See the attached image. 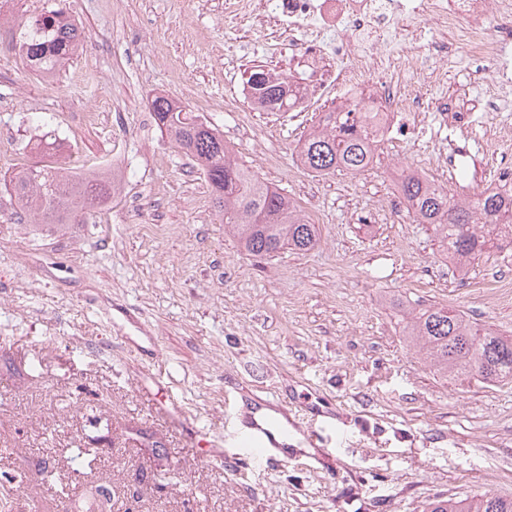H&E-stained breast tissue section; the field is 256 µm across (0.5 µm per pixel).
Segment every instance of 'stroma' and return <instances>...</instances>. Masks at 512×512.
<instances>
[{"label":"stroma","instance_id":"obj_1","mask_svg":"<svg viewBox=\"0 0 512 512\" xmlns=\"http://www.w3.org/2000/svg\"><path fill=\"white\" fill-rule=\"evenodd\" d=\"M0 0L18 26L68 8L83 33L54 77L0 57V512H62L96 491L112 512H424L435 498L512 494V383L435 371L392 308L445 305L512 333V266L479 260L459 279L428 225L360 222L397 195L396 166L449 194L486 186L435 157V137L383 145L373 169L320 175L298 145L336 97L307 84L300 112L224 108L253 66L304 73L275 26L226 24V0ZM404 84L426 99L473 97L454 63ZM175 99L316 224L319 242L272 257L224 228L201 169L155 124L154 96ZM54 143L80 174L115 185L101 222L20 220L10 176ZM338 428L335 473L299 457L210 463L227 413L253 397ZM91 465L75 466V449Z\"/></svg>","mask_w":512,"mask_h":512}]
</instances>
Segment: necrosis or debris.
Returning a JSON list of instances; mask_svg holds the SVG:
<instances>
[{
    "instance_id": "1",
    "label": "necrosis or debris",
    "mask_w": 512,
    "mask_h": 512,
    "mask_svg": "<svg viewBox=\"0 0 512 512\" xmlns=\"http://www.w3.org/2000/svg\"><path fill=\"white\" fill-rule=\"evenodd\" d=\"M248 15L260 28L275 18L311 81L335 86L337 111L378 113V140L411 134L420 112H431L454 143L452 167L480 161L468 132L478 111H500L512 91V0H250ZM424 55L486 67L473 107L399 89L396 76Z\"/></svg>"
}]
</instances>
